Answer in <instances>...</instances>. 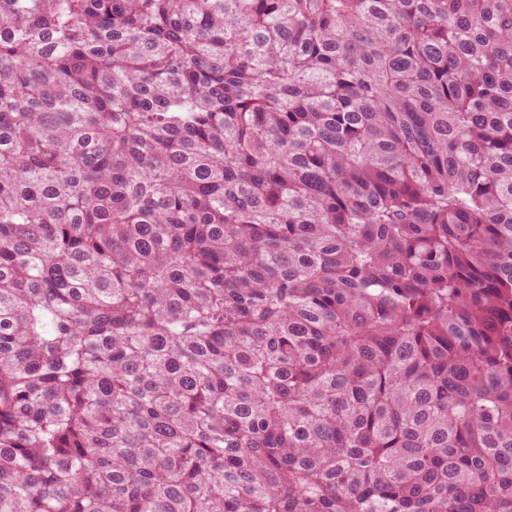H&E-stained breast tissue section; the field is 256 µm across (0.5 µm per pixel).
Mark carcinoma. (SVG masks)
I'll return each mask as SVG.
<instances>
[{"label":"carcinoma","instance_id":"cac0c4a2","mask_svg":"<svg viewBox=\"0 0 512 512\" xmlns=\"http://www.w3.org/2000/svg\"><path fill=\"white\" fill-rule=\"evenodd\" d=\"M0 512H512V0H0Z\"/></svg>","mask_w":512,"mask_h":512}]
</instances>
